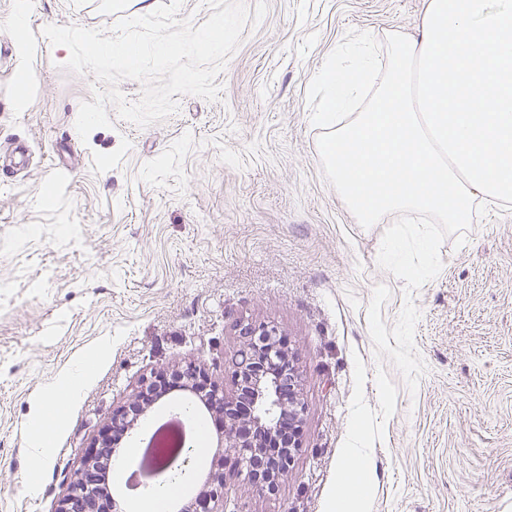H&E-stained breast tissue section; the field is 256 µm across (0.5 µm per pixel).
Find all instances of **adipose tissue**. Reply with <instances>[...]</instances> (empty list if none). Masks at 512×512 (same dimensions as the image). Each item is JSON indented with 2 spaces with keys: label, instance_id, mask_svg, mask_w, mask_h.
Returning <instances> with one entry per match:
<instances>
[{
  "label": "adipose tissue",
  "instance_id": "obj_1",
  "mask_svg": "<svg viewBox=\"0 0 512 512\" xmlns=\"http://www.w3.org/2000/svg\"><path fill=\"white\" fill-rule=\"evenodd\" d=\"M103 356L104 350L100 347L87 352L70 369L55 376L37 397L27 424L28 429L35 433L29 442L33 472L44 470L50 462L48 442L38 434L44 420L57 415L60 408L75 405L81 399ZM368 456L362 438H354L350 448L345 451L346 492L337 499L339 512H361L371 489Z\"/></svg>",
  "mask_w": 512,
  "mask_h": 512
}]
</instances>
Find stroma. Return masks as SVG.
<instances>
[{"label":"stroma","instance_id":"1","mask_svg":"<svg viewBox=\"0 0 512 512\" xmlns=\"http://www.w3.org/2000/svg\"><path fill=\"white\" fill-rule=\"evenodd\" d=\"M250 20L215 83L141 126L108 106L81 139L93 74L46 26L113 33L132 0H0V512H54L91 442L152 369L204 364L220 382L236 320L280 327L302 373V447L275 494L245 480L224 512H328L354 429L370 451L363 512H512V209L488 204L464 244L413 296L382 269L383 233L362 227L326 179L309 85L352 31L415 33L427 0H246ZM24 13L23 42L9 32ZM31 80L20 85L19 72ZM386 326L419 310L425 369L409 389L378 357ZM102 363L65 428L44 423L36 490L28 416L58 372L99 345Z\"/></svg>","mask_w":512,"mask_h":512}]
</instances>
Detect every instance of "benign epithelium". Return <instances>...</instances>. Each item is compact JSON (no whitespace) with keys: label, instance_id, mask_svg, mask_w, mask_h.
I'll use <instances>...</instances> for the list:
<instances>
[{"label":"benign epithelium","instance_id":"benign-epithelium-1","mask_svg":"<svg viewBox=\"0 0 512 512\" xmlns=\"http://www.w3.org/2000/svg\"><path fill=\"white\" fill-rule=\"evenodd\" d=\"M236 331L242 341L228 363L234 392H226L205 367L192 361L152 370L128 402L112 412L110 424L94 439L55 512H112L111 487L96 480L102 462H111L116 454L112 431L137 430L141 419L167 395L172 381L193 404L222 423L224 453L235 460L230 473L224 471V462L215 464L198 497L181 512H224V487L230 476L244 477L261 493H275L301 448V374L276 324L241 320ZM273 435L283 440L279 455L263 452Z\"/></svg>","mask_w":512,"mask_h":512}]
</instances>
